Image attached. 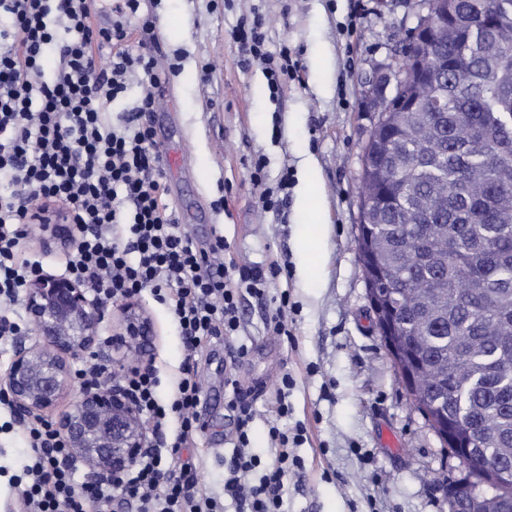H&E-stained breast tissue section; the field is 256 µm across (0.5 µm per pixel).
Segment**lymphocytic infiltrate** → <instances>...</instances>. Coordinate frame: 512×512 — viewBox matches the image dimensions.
I'll return each instance as SVG.
<instances>
[{
  "label": "lymphocytic infiltrate",
  "mask_w": 512,
  "mask_h": 512,
  "mask_svg": "<svg viewBox=\"0 0 512 512\" xmlns=\"http://www.w3.org/2000/svg\"><path fill=\"white\" fill-rule=\"evenodd\" d=\"M141 0H112L114 20L99 26L98 0H0V344L20 328L15 305L37 261L21 258L19 244L36 203L66 211L79 236L65 271L99 300L135 297L151 289L179 326L188 354L210 337L240 327L242 293L264 295L277 267L237 266L224 258L223 235L196 247L175 224L166 199L165 172L151 126L139 116L154 111L162 73L156 55L126 24ZM111 57L112 67L96 64ZM142 76L137 111L112 123L107 109L125 89L129 72ZM155 370L133 372L125 390L154 430L177 426L170 442L146 449L123 477L138 512H218L215 497L197 490L195 464L166 466L164 456L189 447L198 431L201 386L185 363L175 397L162 403ZM237 451L228 464L224 493L238 512H281L284 478L301 461L291 458L287 436L272 429L275 466L264 469L249 453L254 417L234 395ZM32 450L13 486L20 512H93L111 497V479L95 490L77 482L70 453L51 422L18 425Z\"/></svg>",
  "instance_id": "f902f5d3"
}]
</instances>
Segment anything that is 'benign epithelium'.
<instances>
[{
  "mask_svg": "<svg viewBox=\"0 0 512 512\" xmlns=\"http://www.w3.org/2000/svg\"><path fill=\"white\" fill-rule=\"evenodd\" d=\"M423 4L427 12L410 33L402 54L385 73L376 76L366 91V98L377 112L369 142H381L386 113L392 110V99L383 94L390 80L396 81L398 91L408 86H433V48L440 36L448 32L452 4L449 0H423ZM42 217V208L35 207L31 226L49 232V236L42 238L44 248L72 239L69 224L61 220L49 225ZM360 259L367 270L368 297L377 311L380 333L389 348L401 354L398 318L377 282L378 247L372 238L361 239ZM22 303L32 332L16 342L8 371L0 379V395L8 398L21 419L50 413L62 400L72 397L69 409L54 420L58 435L72 457L91 474L114 480L122 477L148 447L142 414L118 382L95 390L76 388L77 373L70 362V357L76 354H94L100 348L101 303L78 280L42 269L28 279ZM152 333L149 316L128 302L123 307L119 329L112 333V343L145 354Z\"/></svg>",
  "mask_w": 512,
  "mask_h": 512,
  "instance_id": "obj_1",
  "label": "benign epithelium"
}]
</instances>
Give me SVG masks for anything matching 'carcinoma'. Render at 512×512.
Masks as SVG:
<instances>
[{
    "label": "carcinoma",
    "mask_w": 512,
    "mask_h": 512,
    "mask_svg": "<svg viewBox=\"0 0 512 512\" xmlns=\"http://www.w3.org/2000/svg\"><path fill=\"white\" fill-rule=\"evenodd\" d=\"M499 0H452L455 26L437 55L448 70L439 95L448 120L433 123L431 97L399 112L376 155L380 223L363 225L383 245L384 278L404 324L411 368L431 428L469 426L472 471L457 494L477 512H504L512 490L469 481L512 469V12L472 25Z\"/></svg>",
    "instance_id": "carcinoma-1"
}]
</instances>
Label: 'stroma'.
I'll list each match as a JSON object with an SVG mask.
<instances>
[{"label": "stroma", "instance_id": "obj_1", "mask_svg": "<svg viewBox=\"0 0 512 512\" xmlns=\"http://www.w3.org/2000/svg\"><path fill=\"white\" fill-rule=\"evenodd\" d=\"M422 12V0H144L133 20L138 28L152 20L157 56L179 64L155 90L157 110L142 117L155 131L176 223L201 244L221 231L238 263L283 269L264 295L243 297L237 335L213 338L195 356L201 428L189 452L199 488L218 495L222 512H238L224 495L237 419L230 379L255 409L250 446L262 466L276 460L271 427L305 430L290 448L303 469L284 479V512H448L443 486L465 474L414 405L374 325L355 243L362 146L375 119L363 91ZM257 18L268 51L300 66L299 79H284L276 93L233 38ZM261 156L275 210L251 180ZM307 181L316 185L313 209L297 204ZM319 215L327 245L312 260L298 241ZM283 294L288 333L279 336L266 319ZM136 301L153 323L148 354L105 344L94 358L117 378L155 368L166 403L184 341L151 291ZM285 376L291 410L281 417ZM29 456L17 430H0V512H13L10 479Z\"/></svg>", "mask_w": 512, "mask_h": 512}]
</instances>
